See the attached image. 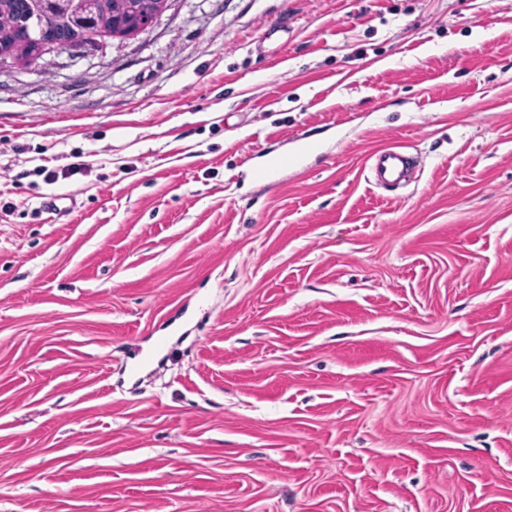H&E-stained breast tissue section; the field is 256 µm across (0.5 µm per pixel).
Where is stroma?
Segmentation results:
<instances>
[{
	"label": "stroma",
	"instance_id": "obj_1",
	"mask_svg": "<svg viewBox=\"0 0 512 512\" xmlns=\"http://www.w3.org/2000/svg\"><path fill=\"white\" fill-rule=\"evenodd\" d=\"M0 512H512V0H169L6 62ZM394 146L381 149L370 157L369 170L375 183L399 184L407 173V157Z\"/></svg>",
	"mask_w": 512,
	"mask_h": 512
}]
</instances>
